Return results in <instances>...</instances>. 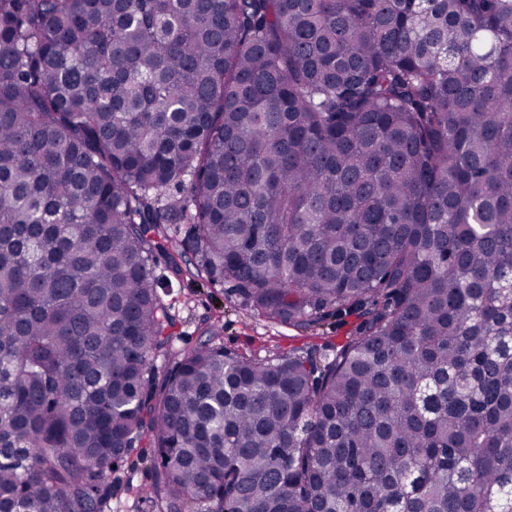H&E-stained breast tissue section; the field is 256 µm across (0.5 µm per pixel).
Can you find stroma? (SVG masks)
I'll list each match as a JSON object with an SVG mask.
<instances>
[{
    "instance_id": "obj_1",
    "label": "stroma",
    "mask_w": 512,
    "mask_h": 512,
    "mask_svg": "<svg viewBox=\"0 0 512 512\" xmlns=\"http://www.w3.org/2000/svg\"><path fill=\"white\" fill-rule=\"evenodd\" d=\"M164 300L175 317L173 334L179 349L201 340V322L208 317L222 319L226 347L259 357L272 351L287 353L314 344L342 343L358 323L356 315L335 312L309 329L276 323L247 309L232 286L214 287L190 277L174 283ZM153 476L149 453L133 449L112 474L109 512H167L148 493Z\"/></svg>"
}]
</instances>
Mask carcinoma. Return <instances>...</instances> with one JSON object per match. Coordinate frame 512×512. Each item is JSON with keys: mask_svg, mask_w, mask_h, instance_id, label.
Wrapping results in <instances>:
<instances>
[{"mask_svg": "<svg viewBox=\"0 0 512 512\" xmlns=\"http://www.w3.org/2000/svg\"><path fill=\"white\" fill-rule=\"evenodd\" d=\"M160 260L360 323L162 373ZM144 441L169 512H512V0H0V512Z\"/></svg>", "mask_w": 512, "mask_h": 512, "instance_id": "1", "label": "carcinoma"}]
</instances>
